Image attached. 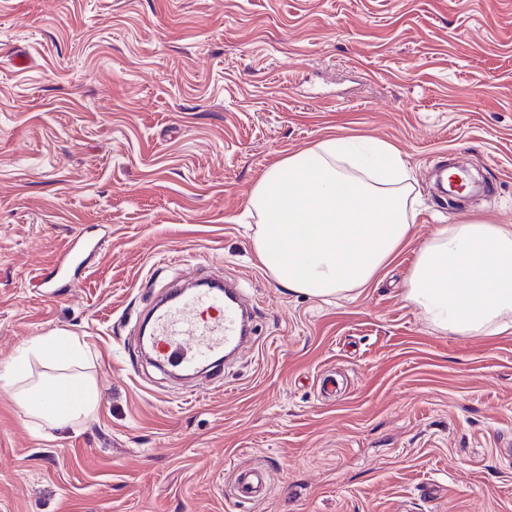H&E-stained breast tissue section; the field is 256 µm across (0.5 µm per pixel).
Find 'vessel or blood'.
<instances>
[{
    "label": "vessel or blood",
    "instance_id": "1",
    "mask_svg": "<svg viewBox=\"0 0 512 512\" xmlns=\"http://www.w3.org/2000/svg\"><path fill=\"white\" fill-rule=\"evenodd\" d=\"M76 244H69L51 272L42 274L41 285L55 296L59 280L76 264ZM151 360L160 370L193 372L221 362L252 341V326L241 306V297L229 285L174 290L150 309ZM240 498L256 499L266 490L267 475L259 468L236 472Z\"/></svg>",
    "mask_w": 512,
    "mask_h": 512
}]
</instances>
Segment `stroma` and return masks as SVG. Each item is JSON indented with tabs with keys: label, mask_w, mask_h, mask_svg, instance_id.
I'll return each mask as SVG.
<instances>
[{
	"label": "stroma",
	"mask_w": 512,
	"mask_h": 512,
	"mask_svg": "<svg viewBox=\"0 0 512 512\" xmlns=\"http://www.w3.org/2000/svg\"><path fill=\"white\" fill-rule=\"evenodd\" d=\"M330 136L394 146L417 204L326 302L278 284L245 212ZM447 165L486 195L449 207ZM466 221L512 225V0H0V361L65 331L101 392L51 439L0 381V512H512V331L443 332L404 298ZM77 230L96 250L46 297ZM203 276L247 289L254 340L178 381L138 328ZM240 461L260 503L226 494Z\"/></svg>",
	"instance_id": "stroma-1"
}]
</instances>
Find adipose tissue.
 <instances>
[{
    "mask_svg": "<svg viewBox=\"0 0 512 512\" xmlns=\"http://www.w3.org/2000/svg\"><path fill=\"white\" fill-rule=\"evenodd\" d=\"M406 166L390 145L330 137L255 185L259 262L289 291L331 297L367 285L409 240ZM405 299L435 328L495 336L512 326V225L443 224L420 249ZM78 337L53 332L0 362V381L44 430L94 413L100 391Z\"/></svg>",
    "mask_w": 512,
    "mask_h": 512,
    "instance_id": "ef3b65f1",
    "label": "adipose tissue"
}]
</instances>
